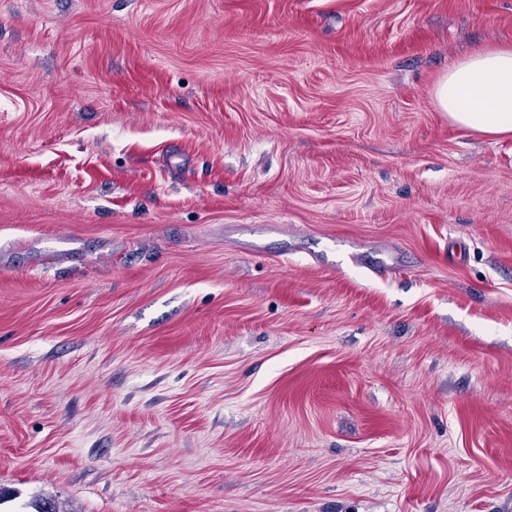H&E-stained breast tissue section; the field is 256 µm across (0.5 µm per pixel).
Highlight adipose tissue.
<instances>
[{"mask_svg":"<svg viewBox=\"0 0 512 512\" xmlns=\"http://www.w3.org/2000/svg\"><path fill=\"white\" fill-rule=\"evenodd\" d=\"M434 99L453 124L488 136L512 135V48L472 54L449 68Z\"/></svg>","mask_w":512,"mask_h":512,"instance_id":"1","label":"adipose tissue"}]
</instances>
